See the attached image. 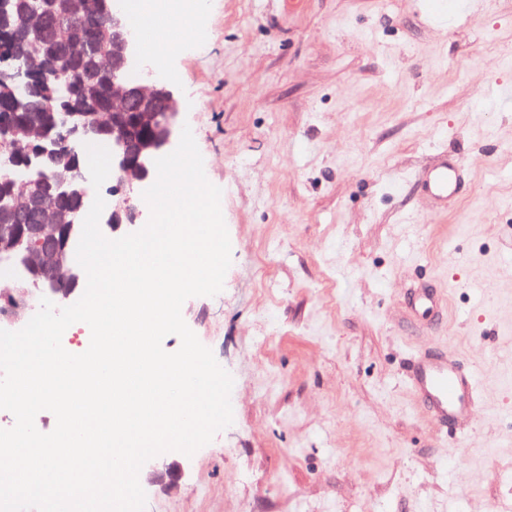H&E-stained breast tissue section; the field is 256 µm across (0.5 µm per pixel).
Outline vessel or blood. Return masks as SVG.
<instances>
[{"label":"vessel or blood","instance_id":"1","mask_svg":"<svg viewBox=\"0 0 512 512\" xmlns=\"http://www.w3.org/2000/svg\"><path fill=\"white\" fill-rule=\"evenodd\" d=\"M465 168V162L458 158L423 168L417 180L424 206L433 210L454 197ZM407 386L422 402L431 422L441 427L465 422L479 401L474 376L465 373L450 354L422 359L409 375Z\"/></svg>","mask_w":512,"mask_h":512}]
</instances>
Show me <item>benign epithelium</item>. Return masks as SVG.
Instances as JSON below:
<instances>
[{"label":"benign epithelium","instance_id":"1","mask_svg":"<svg viewBox=\"0 0 512 512\" xmlns=\"http://www.w3.org/2000/svg\"><path fill=\"white\" fill-rule=\"evenodd\" d=\"M99 0H59L55 12L30 9L21 17L20 31L35 41L48 40L61 54L24 53L14 58L9 70L0 69V80L30 85L34 72L43 79L56 75V64L86 57L98 59V66L112 73L107 87V97L115 104L112 120L98 112H90L75 101L68 100L48 110L66 113L63 126L64 142L70 150L92 140V134L106 128L112 137V212L108 224L116 230L123 224L135 223L138 214L130 196L134 186L147 181L156 170L155 159L164 155L172 146L178 127L180 103L164 84L142 86L128 79L130 69L136 64L133 28L129 18L119 11L99 20ZM88 21V31L75 32L73 19ZM71 94L95 97L100 88L94 75H78L73 70L64 83ZM19 147L15 154L21 167L23 195L0 207V230L8 228L30 240L31 251L27 265L57 284L49 289L57 304L67 303L73 290L61 284L74 278L68 241L73 230L82 227L87 211L88 193L82 164L70 168L69 175L59 178L55 196L45 194L46 177L41 167L54 157L43 146H36L42 131L36 125L17 122L0 125ZM26 305L11 298L0 306V320H21ZM181 477L180 470L172 465L153 474L152 479L167 487H174Z\"/></svg>","mask_w":512,"mask_h":512}]
</instances>
